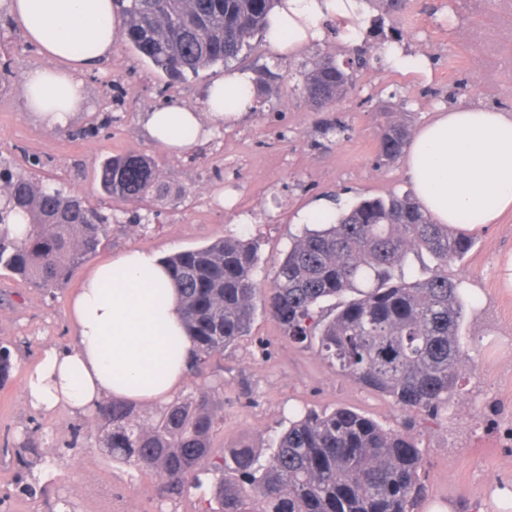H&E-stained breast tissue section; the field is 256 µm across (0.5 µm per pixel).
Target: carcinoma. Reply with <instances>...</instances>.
Returning <instances> with one entry per match:
<instances>
[{
  "mask_svg": "<svg viewBox=\"0 0 512 512\" xmlns=\"http://www.w3.org/2000/svg\"><path fill=\"white\" fill-rule=\"evenodd\" d=\"M130 48L170 78L228 65L264 38L276 0H119ZM359 57H326L303 74L305 100L324 108L343 97ZM410 136L403 120L377 125V160L393 162ZM3 204L27 219L23 233L0 223V268L37 288H58L107 238L104 218L79 196L4 168ZM101 192L115 203L182 195L159 181L145 155L110 157L99 166ZM474 238L435 222L409 194L364 199L334 224L306 228L273 267L269 286L255 277L260 256L252 240L218 239L166 257L193 343L195 391L156 405L144 417L133 404L99 402L104 429L94 445L112 460L159 474L160 493L177 504L200 475H212L210 512H424V462L414 438L387 430L349 407L307 411L288 420L260 459L249 447L213 455L218 422L212 358L248 334L257 308L284 336L302 344L318 337L336 374L392 398L403 411H438L457 392L465 354L461 326L467 302L448 264ZM428 253L434 266L407 279L409 259ZM339 299L332 313L321 304Z\"/></svg>",
  "mask_w": 512,
  "mask_h": 512,
  "instance_id": "carcinoma-1",
  "label": "carcinoma"
}]
</instances>
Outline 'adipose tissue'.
I'll return each instance as SVG.
<instances>
[{
    "instance_id": "adipose-tissue-1",
    "label": "adipose tissue",
    "mask_w": 512,
    "mask_h": 512,
    "mask_svg": "<svg viewBox=\"0 0 512 512\" xmlns=\"http://www.w3.org/2000/svg\"><path fill=\"white\" fill-rule=\"evenodd\" d=\"M118 0H0V14L48 61L23 77L25 110L48 129L67 127L89 96L85 75L111 60L124 39ZM360 22L358 0H278L268 16L266 45L282 55L322 39L326 19ZM256 107L247 72H231L207 89L202 107L172 101L144 113L148 136L180 154L216 131L242 122ZM408 176L435 221L482 229L512 210V114L484 107L443 109L413 136ZM158 255L130 249L98 263L70 301L74 336L45 349L25 374L30 405L84 413L103 399L159 404L182 388L192 343L176 288ZM178 353L167 358L169 340Z\"/></svg>"
}]
</instances>
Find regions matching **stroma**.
I'll list each match as a JSON object with an SVG mask.
<instances>
[{
	"label": "stroma",
	"instance_id": "obj_1",
	"mask_svg": "<svg viewBox=\"0 0 512 512\" xmlns=\"http://www.w3.org/2000/svg\"><path fill=\"white\" fill-rule=\"evenodd\" d=\"M365 11L371 28L353 41L335 23L325 37L292 56L267 47L228 66L173 81L120 43L106 64L86 76V108L64 131L45 129L24 109L22 76L45 60L21 31L0 19V69L11 68L0 88V157L29 171L39 157L44 172L75 194L97 202L95 172L108 157L131 153L154 158L163 180L185 189V199L119 205L94 260L74 267L58 289L46 292L0 269V343L14 368L0 387V512H203L198 490L178 507L161 500L157 474L116 463L91 447L100 423L92 414L50 413L29 407L27 367L48 347H66L73 335L68 301L93 262L127 249L163 255L219 238L255 240L260 266L271 269L300 235L304 212L334 199L337 211L365 198L413 193L405 160L377 163L375 118L388 112L419 129L441 108L484 105L512 113V0H411L408 13ZM400 36L407 66H392L379 46ZM366 50L352 86L335 105L314 109L296 86L313 61L346 60ZM251 73L260 87L256 109L239 125L216 133L182 154L149 140L140 113L168 101L201 107L207 87L225 72ZM334 124L325 132V124ZM463 261L448 268L471 303L461 329L467 370L448 406L437 415L408 414L383 397L336 374L317 341H288L280 326L256 311L248 336L215 359L224 377V422L215 453L243 446L267 455L279 425L294 411L348 406L387 428L407 431L425 461L428 505L452 512H502L498 492L512 493V288L500 273L512 258V211L473 234ZM248 384L251 397L240 396ZM36 432L38 453L23 452ZM84 446L79 458L70 443ZM38 478L41 491L24 490Z\"/></svg>",
	"mask_w": 512,
	"mask_h": 512
}]
</instances>
